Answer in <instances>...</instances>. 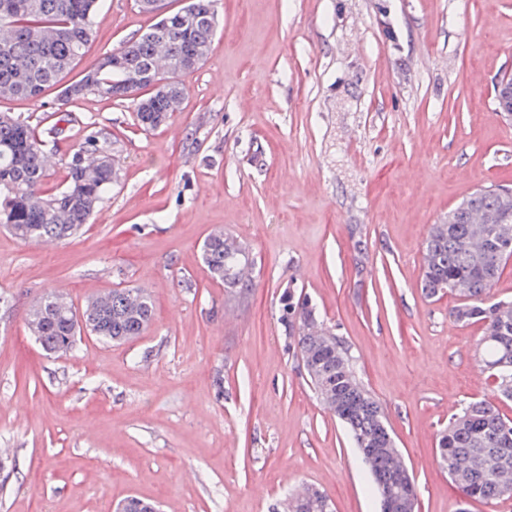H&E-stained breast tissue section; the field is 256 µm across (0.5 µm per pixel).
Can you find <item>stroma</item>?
Masks as SVG:
<instances>
[{"instance_id":"stroma-1","label":"stroma","mask_w":512,"mask_h":512,"mask_svg":"<svg viewBox=\"0 0 512 512\" xmlns=\"http://www.w3.org/2000/svg\"><path fill=\"white\" fill-rule=\"evenodd\" d=\"M203 65L182 76L171 122L92 94L47 141L58 190L95 131L119 178L80 236L44 245L0 228V512H276L289 488L333 512H381L344 425L316 398L281 321L286 287L349 348L407 460L418 512H458L439 434L492 399L481 329L452 323L450 295L420 288L432 224L478 187L512 186V0H216ZM155 21L107 0L85 69ZM240 241L252 288L213 279L214 230ZM145 288L151 326L62 357L30 335L51 290Z\"/></svg>"}]
</instances>
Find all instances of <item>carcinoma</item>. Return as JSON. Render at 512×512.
I'll use <instances>...</instances> for the list:
<instances>
[{
  "label": "carcinoma",
  "instance_id": "cac0c4a2",
  "mask_svg": "<svg viewBox=\"0 0 512 512\" xmlns=\"http://www.w3.org/2000/svg\"><path fill=\"white\" fill-rule=\"evenodd\" d=\"M213 0H187L176 11L126 41L112 66L105 53L96 67L62 84L93 36L95 15L105 0H0V90L7 99L37 102L49 88H60L53 123L42 130L12 112H0V224L23 241H62L89 223L120 169L106 142L88 136L66 163L63 186L44 194L47 153L44 137L63 134L74 121L66 109L71 101L105 94L117 101L133 99L140 128L152 130L174 114L173 103L185 87L180 77L204 62L217 19ZM148 72L172 79L166 95L137 97L126 84L129 72ZM512 226V203L500 197L470 195L432 225L423 246L421 285L425 294L454 296L450 317L457 323L482 325L479 363L501 400H512V302H490L487 291L499 278L506 260L494 249ZM203 259L213 278L226 288L250 286L251 264L246 248L224 231L205 239ZM154 317L148 290L116 288L75 307L64 294L51 291L32 306L28 327L48 354H67L86 332L104 342H123L142 335ZM282 320L293 338L310 382L322 404L347 428L368 464L377 492L389 484L399 501L413 507L414 480L400 450L392 443L382 405L361 384L345 342L324 326L306 296L288 290ZM439 462L467 502L502 499L486 478L495 467L512 481V418L491 401L469 403L440 433ZM282 512H331L328 496L314 487L298 488L281 502ZM152 503L132 496L117 512H151Z\"/></svg>",
  "mask_w": 512,
  "mask_h": 512
}]
</instances>
